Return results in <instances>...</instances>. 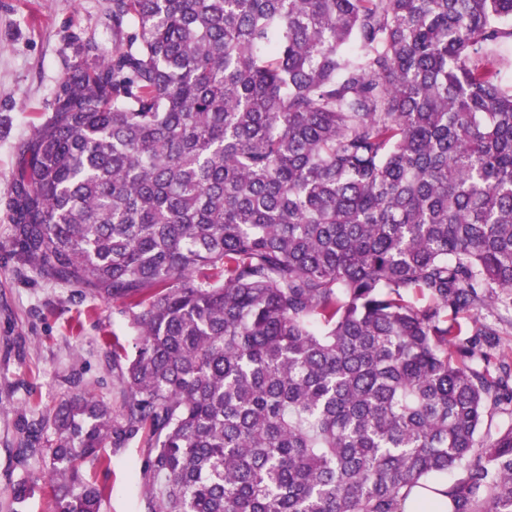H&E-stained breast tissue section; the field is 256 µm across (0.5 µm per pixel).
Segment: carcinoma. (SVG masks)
Returning <instances> with one entry per match:
<instances>
[{
    "label": "carcinoma",
    "instance_id": "cac0c4a2",
    "mask_svg": "<svg viewBox=\"0 0 512 512\" xmlns=\"http://www.w3.org/2000/svg\"><path fill=\"white\" fill-rule=\"evenodd\" d=\"M21 147L12 238L123 305L121 411L24 420L53 512L138 439L148 512H512V0H112ZM495 371H490V365ZM24 478L10 489L22 507ZM479 316L481 320L492 324L499 333V336H496L498 341L496 358L500 356L512 357V309L492 303L479 312Z\"/></svg>",
    "mask_w": 512,
    "mask_h": 512
}]
</instances>
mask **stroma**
<instances>
[{
    "label": "stroma",
    "mask_w": 512,
    "mask_h": 512,
    "mask_svg": "<svg viewBox=\"0 0 512 512\" xmlns=\"http://www.w3.org/2000/svg\"><path fill=\"white\" fill-rule=\"evenodd\" d=\"M110 0H0V512H12L9 488L29 477L23 512H52L37 459L18 460L23 420L85 391L121 409L125 395L112 346L132 348L136 331L111 300L60 285L18 262L5 207L17 146L51 109L58 80L94 41L102 56L116 43ZM109 468L89 475L104 489L101 512H146L138 441L107 446Z\"/></svg>",
    "instance_id": "1"
}]
</instances>
